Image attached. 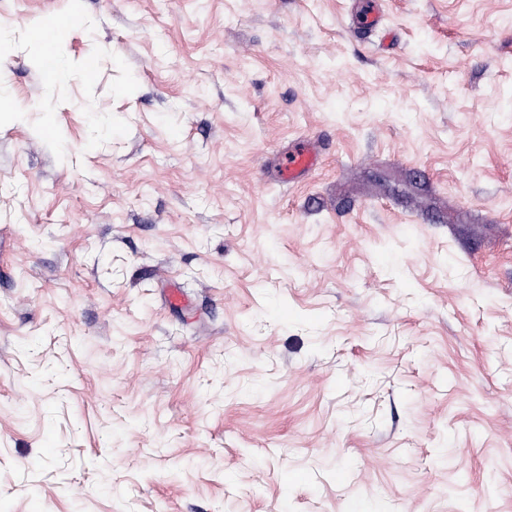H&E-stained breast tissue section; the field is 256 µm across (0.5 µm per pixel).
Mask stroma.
<instances>
[{
    "label": "stroma",
    "mask_w": 512,
    "mask_h": 512,
    "mask_svg": "<svg viewBox=\"0 0 512 512\" xmlns=\"http://www.w3.org/2000/svg\"><path fill=\"white\" fill-rule=\"evenodd\" d=\"M379 5L0 0V512H512V0ZM354 21L356 27L366 32L375 28L379 23V11L376 0H357ZM321 153L314 143H302L288 153L280 168V177L288 183L298 182L316 170L321 161Z\"/></svg>",
    "instance_id": "35a3bbf8"
}]
</instances>
